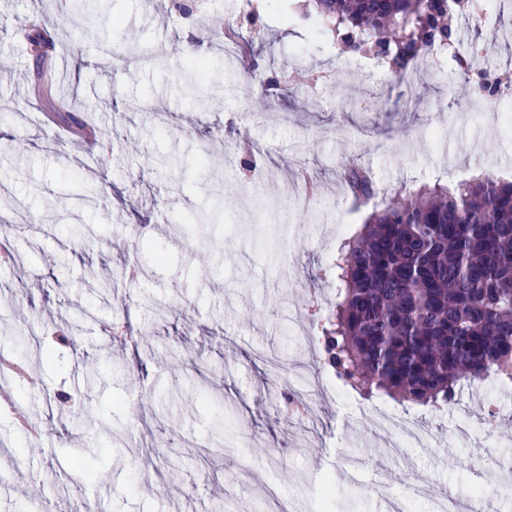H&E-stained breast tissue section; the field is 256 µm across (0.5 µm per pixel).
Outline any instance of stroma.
<instances>
[{
	"mask_svg": "<svg viewBox=\"0 0 512 512\" xmlns=\"http://www.w3.org/2000/svg\"><path fill=\"white\" fill-rule=\"evenodd\" d=\"M293 4L258 0V32L232 63L204 15L234 22L242 0L187 18L174 0L79 10L54 59L69 112L106 135L91 166L29 94L33 0H0V237L21 256L0 262V359L41 361L36 380L0 386V512H273L270 486L296 512H382L364 488L380 479L406 496L398 472L426 480L408 512H432L433 498L492 494L512 474V389L467 387L437 413L381 397L435 436L390 460L374 448L376 401L360 412L315 395L314 423L281 410L270 363L318 361L309 308L333 299L322 272L372 210L327 194L340 167L370 168L385 199L440 176L512 175V101L476 99L450 57L405 86L338 54ZM459 34L490 40L489 69L512 67L506 0ZM188 52L202 73L184 68ZM247 160L263 168L255 192ZM305 173L319 188L301 212L283 186ZM74 326L72 345L52 347ZM487 512H512V498L492 494Z\"/></svg>",
	"mask_w": 512,
	"mask_h": 512,
	"instance_id": "stroma-1",
	"label": "stroma"
}]
</instances>
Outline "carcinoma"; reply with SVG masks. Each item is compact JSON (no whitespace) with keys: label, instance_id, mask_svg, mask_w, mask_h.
<instances>
[{"label":"carcinoma","instance_id":"cac0c4a2","mask_svg":"<svg viewBox=\"0 0 512 512\" xmlns=\"http://www.w3.org/2000/svg\"><path fill=\"white\" fill-rule=\"evenodd\" d=\"M72 2L35 0L55 14L54 29L38 22L27 34L38 79ZM453 2L450 11L448 0H302L300 12L341 51L370 55L402 78L420 54L454 48L460 77L489 80L487 97L499 101L512 91L509 71L457 51L453 18L474 15L480 0ZM340 180L357 202L374 194L366 167L345 166ZM334 270L322 361L353 390L441 407L489 376L512 383V180L487 173L452 188L404 189L342 242Z\"/></svg>","mask_w":512,"mask_h":512}]
</instances>
